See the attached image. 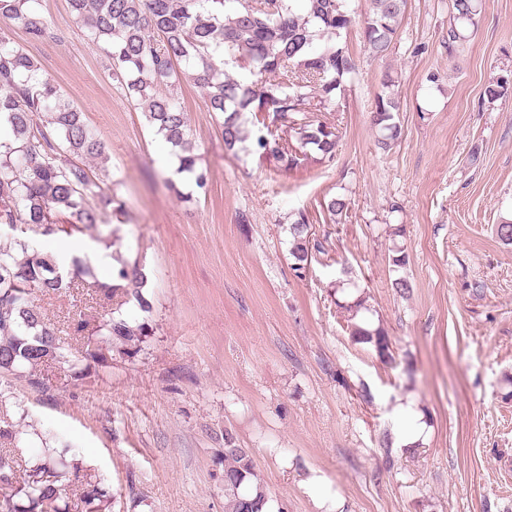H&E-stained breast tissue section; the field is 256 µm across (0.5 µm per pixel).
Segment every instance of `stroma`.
I'll return each mask as SVG.
<instances>
[{
  "label": "stroma",
  "instance_id": "35a3bbf8",
  "mask_svg": "<svg viewBox=\"0 0 512 512\" xmlns=\"http://www.w3.org/2000/svg\"><path fill=\"white\" fill-rule=\"evenodd\" d=\"M54 38L27 47L106 143L94 179L125 211L119 234L149 273V343L99 377L47 392L0 378L7 419L28 452L39 435L87 458L113 512H224L225 433L252 452L271 512H512V0H479L471 20L449 0H407L388 52L359 25L336 37L357 61L333 109V162L285 169L226 153L193 82L178 90L209 191L187 202L168 187L159 135L113 80L68 0H40ZM459 37L449 41V29ZM401 134L377 146L370 112L384 80ZM506 82L505 93L485 90ZM478 161H471L472 151ZM348 209L329 214L331 198ZM309 217L321 251L295 271L289 225ZM248 223H239V215ZM406 263L394 265L397 253ZM350 275L353 288L340 289ZM410 290L397 292L396 279ZM363 299L393 359L355 342L349 307ZM423 427L404 446L406 406Z\"/></svg>",
  "mask_w": 512,
  "mask_h": 512
}]
</instances>
